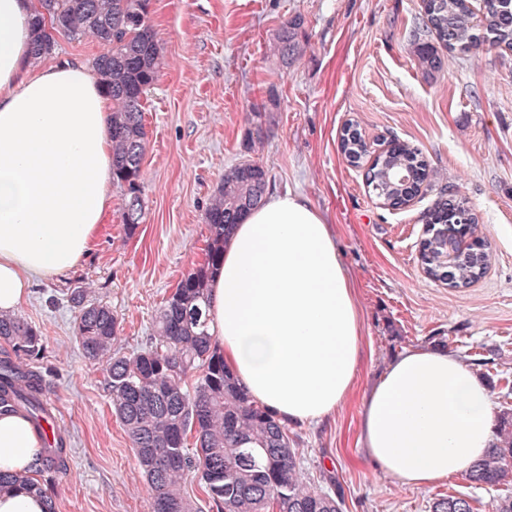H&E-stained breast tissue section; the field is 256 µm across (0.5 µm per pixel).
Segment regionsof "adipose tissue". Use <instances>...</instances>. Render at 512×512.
<instances>
[{"label": "adipose tissue", "mask_w": 512, "mask_h": 512, "mask_svg": "<svg viewBox=\"0 0 512 512\" xmlns=\"http://www.w3.org/2000/svg\"><path fill=\"white\" fill-rule=\"evenodd\" d=\"M36 0H0V312L89 251L110 207L112 101L75 62L29 66ZM207 331L251 400L284 424L333 415L360 365L362 319L326 215L274 192L237 224L208 289ZM359 441L406 486L466 474L496 441L489 390L458 355L401 353L364 403ZM43 433L0 414V470L30 474Z\"/></svg>", "instance_id": "ef3b65f1"}]
</instances>
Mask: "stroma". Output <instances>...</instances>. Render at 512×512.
<instances>
[{"mask_svg": "<svg viewBox=\"0 0 512 512\" xmlns=\"http://www.w3.org/2000/svg\"><path fill=\"white\" fill-rule=\"evenodd\" d=\"M421 13V0H150L162 56L145 104L142 218L126 232L130 195L113 185L88 255L38 280L17 310L44 338L36 367L69 449V470L50 490L57 512H151V499L112 413L105 365L84 358L74 311L52 296L88 287L117 315L119 349L144 348L156 310L204 258V210L225 170L245 159L265 168L270 188L297 190L326 213L362 312L351 394L323 422L288 428L304 473L339 494L344 512H431L456 493L490 512L497 491L461 476L402 485L359 443L366 396L409 348L443 345L477 374H512V50L452 54L426 71L408 40ZM297 16L301 51L284 63L275 34ZM266 105L270 125L247 152L248 117ZM351 119L372 149L394 139L418 148L438 178L405 208L382 205L366 164L340 150ZM448 194L468 198L491 252L486 274L467 288L431 279L418 260L424 216Z\"/></svg>", "mask_w": 512, "mask_h": 512, "instance_id": "stroma-1", "label": "stroma"}]
</instances>
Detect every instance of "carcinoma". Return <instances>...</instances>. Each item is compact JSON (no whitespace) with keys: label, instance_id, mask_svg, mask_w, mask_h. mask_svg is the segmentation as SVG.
Segmentation results:
<instances>
[{"label":"carcinoma","instance_id":"cac0c4a2","mask_svg":"<svg viewBox=\"0 0 512 512\" xmlns=\"http://www.w3.org/2000/svg\"><path fill=\"white\" fill-rule=\"evenodd\" d=\"M42 13L30 61L39 63L57 49L56 36L70 42L96 39L107 51L94 59L105 93L112 99V181L127 187L133 200L122 215L128 232L139 224V178L147 131L144 95L159 76L160 52L151 24L149 0H38ZM424 17L409 29L420 65L438 71L443 59L434 43L451 53L477 55L492 45L474 37L481 21L497 35V45L512 48V0H500L479 16L470 0H424ZM302 20L292 19L277 34L281 61L299 52ZM266 113L252 112L246 150L261 143ZM341 152L362 160L367 143L360 135L342 134ZM369 183L376 197L405 205L437 173L417 148L398 140L371 168ZM268 173L252 160L224 172V181L204 213L211 235L204 259L183 275L159 308L153 334L139 351L117 349L120 324L112 308L81 286L62 292V301L77 313L75 329L85 358L106 364L112 412L122 425L145 477L152 512H203L188 498L184 484L195 478L210 512H343L342 498L331 495L306 477L297 463V449L286 425L251 401L224 365L218 342L207 333V288L224 257V244L233 226L262 202ZM448 222V200L440 198L428 212V223ZM440 234L426 230L420 262L438 281L442 262ZM491 255L477 252L457 266L452 288H466L486 273ZM9 352L0 358V408L27 414L38 423L44 379L34 369L44 351L38 329L16 315L0 314V344ZM497 441L466 474V480L488 488L512 479V408L498 416ZM194 449L187 448L188 438ZM69 468L63 443L41 450L33 474L25 481L44 493ZM432 512H473L463 495L436 499Z\"/></svg>","mask_w":512,"mask_h":512}]
</instances>
